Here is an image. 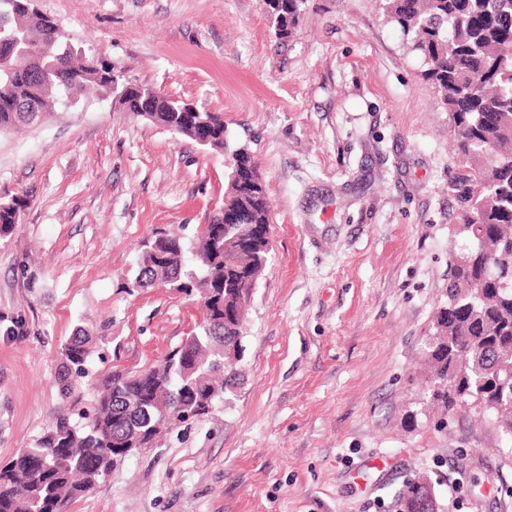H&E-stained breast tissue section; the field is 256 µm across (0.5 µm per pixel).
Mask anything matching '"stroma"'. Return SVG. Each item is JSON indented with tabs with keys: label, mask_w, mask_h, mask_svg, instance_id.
Segmentation results:
<instances>
[{
	"label": "stroma",
	"mask_w": 512,
	"mask_h": 512,
	"mask_svg": "<svg viewBox=\"0 0 512 512\" xmlns=\"http://www.w3.org/2000/svg\"><path fill=\"white\" fill-rule=\"evenodd\" d=\"M130 79L221 113L270 201L272 250L246 318L245 379L209 415L122 460L73 512H395L425 471L443 512H512V449L469 408L425 410L412 377L448 286V114L375 0H306L279 39L265 0H35ZM224 153L85 95L0 134V463L97 380L178 346L200 312L136 288L156 228L193 237ZM85 378L54 377L76 331ZM28 205L23 196L0 197V239L8 238L16 224L20 222L21 214Z\"/></svg>",
	"instance_id": "1"
}]
</instances>
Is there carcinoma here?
<instances>
[{
  "label": "carcinoma",
  "mask_w": 512,
  "mask_h": 512,
  "mask_svg": "<svg viewBox=\"0 0 512 512\" xmlns=\"http://www.w3.org/2000/svg\"><path fill=\"white\" fill-rule=\"evenodd\" d=\"M305 0H266L278 36L297 27ZM387 20L423 58L430 82L448 112L454 161L448 193L456 202L452 231L469 245L450 254L445 302L425 339L421 373L426 405L443 413L472 403L492 417L512 447V0H380ZM0 132L16 128L74 94L93 90L117 99L135 115L196 140L210 131L208 149L222 152L224 118L204 107L186 122L184 103L136 84L111 63L69 43L56 22L17 0H0ZM28 100L35 112H17ZM231 159L253 170L239 187L228 168L224 234L217 214L191 239L166 229L142 244L133 287L173 286L199 294L202 320L144 370H114L95 386L92 412L74 421L54 414L34 446L0 465V512H71L110 475L128 444L153 448L163 430L209 414L244 379L246 307L271 248L270 203L251 152ZM28 205L0 197V239L8 238ZM93 339L78 334L62 348L56 385L62 396L86 374ZM396 512H441L433 481L421 472L397 495Z\"/></svg>",
  "instance_id": "cac0c4a2"
}]
</instances>
